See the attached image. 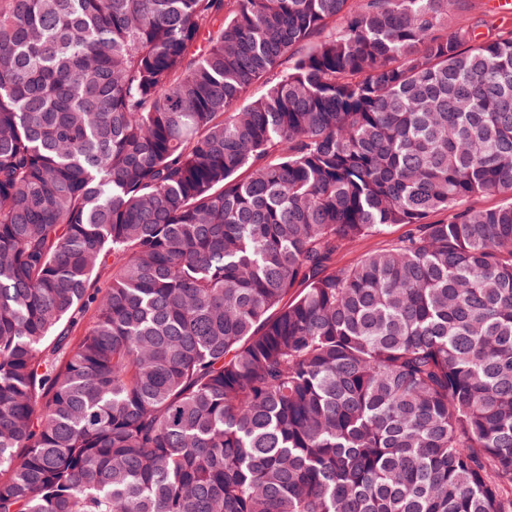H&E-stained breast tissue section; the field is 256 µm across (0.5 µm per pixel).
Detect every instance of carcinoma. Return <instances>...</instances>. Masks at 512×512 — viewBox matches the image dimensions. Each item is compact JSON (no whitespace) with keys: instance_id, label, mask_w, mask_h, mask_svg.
I'll use <instances>...</instances> for the list:
<instances>
[{"instance_id":"obj_1","label":"carcinoma","mask_w":512,"mask_h":512,"mask_svg":"<svg viewBox=\"0 0 512 512\" xmlns=\"http://www.w3.org/2000/svg\"><path fill=\"white\" fill-rule=\"evenodd\" d=\"M489 26L0 0V512H512ZM402 231L403 229L395 227L391 230L389 237L362 238L353 243L346 250L339 253L336 257V264L353 265L357 263L365 254L383 248L390 239L397 237L402 233Z\"/></svg>"}]
</instances>
